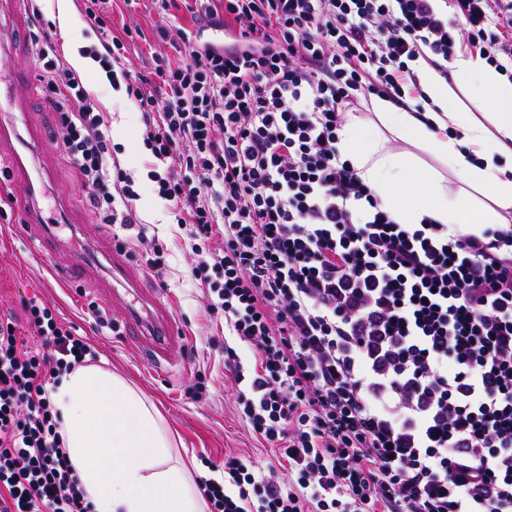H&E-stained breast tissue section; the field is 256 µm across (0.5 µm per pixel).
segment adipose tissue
<instances>
[{
  "mask_svg": "<svg viewBox=\"0 0 512 512\" xmlns=\"http://www.w3.org/2000/svg\"><path fill=\"white\" fill-rule=\"evenodd\" d=\"M457 96L440 71L416 64L432 101L424 112L386 99L351 116L341 131L346 157L399 223L430 217L467 231L503 224L512 212V82L480 57L457 61ZM462 138L446 136L448 126ZM428 151L434 165L418 150ZM457 190H450L449 179ZM485 203H475L474 193ZM59 432L95 512H203L186 469L171 464V442L154 408L124 380L95 366L63 374L54 390Z\"/></svg>",
  "mask_w": 512,
  "mask_h": 512,
  "instance_id": "ef3b65f1",
  "label": "adipose tissue"
}]
</instances>
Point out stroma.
Instances as JSON below:
<instances>
[{
  "mask_svg": "<svg viewBox=\"0 0 512 512\" xmlns=\"http://www.w3.org/2000/svg\"><path fill=\"white\" fill-rule=\"evenodd\" d=\"M164 23L173 28L193 26L190 14L183 8L163 18L152 0H112L111 35L122 39L127 37V29L140 31L139 37L130 39L127 57L132 69L142 75L153 72L156 55L171 51L168 44L156 38L157 26ZM36 70L32 43L15 46L8 54L0 52V110L7 112L31 149V178L42 181L41 193L28 197L26 186L15 179L10 148L0 149V313L20 312L24 297L35 296L54 306L62 323L95 351V365L120 375L155 404L171 436L173 455L187 469L202 470L211 462L215 465L214 470H209L211 477L223 478L222 464L228 455L249 457L264 471L278 468L271 445L253 436L234 409L230 383L224 376V321L211 316L201 290L190 280L187 270L192 257L184 241L185 232L176 224L168 202L153 191L148 178L151 157L143 145V119L136 114L137 103L126 92L113 91L100 67H93L84 78L91 100L103 109L109 122L115 158L139 193L137 210L149 208L155 214L148 224L149 231L168 249V271L161 278L147 267L142 246L130 244L128 231L116 232L94 223L76 175L53 133L55 115L51 106L37 84L22 87L16 81L18 72ZM126 110L136 114L128 127L120 124ZM18 199L30 201L43 221L60 215L68 224L64 235H50L51 258H44L39 250V235L45 230L43 221L22 226L14 205ZM83 248L92 254L85 279L63 283L50 271V263L69 262ZM116 253L123 255L140 279L151 285L163 284L170 314L185 333L176 360L166 374L149 373L137 355L129 351L119 332L127 308L125 297L103 306L113 329L94 325L90 304L111 280L112 256ZM200 380L207 386L206 397L189 398V390Z\"/></svg>",
  "mask_w": 512,
  "mask_h": 512,
  "instance_id": "1",
  "label": "stroma"
}]
</instances>
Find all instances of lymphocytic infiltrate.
I'll list each match as a JSON object with an SVG mask.
<instances>
[{"label": "lymphocytic infiltrate", "mask_w": 512, "mask_h": 512, "mask_svg": "<svg viewBox=\"0 0 512 512\" xmlns=\"http://www.w3.org/2000/svg\"><path fill=\"white\" fill-rule=\"evenodd\" d=\"M146 90L106 37L87 49L143 115L149 177L232 336L224 367L279 478L230 456L210 512H512V224L397 223L340 155L349 109L428 97L411 63L457 51L512 75V0H198ZM40 89L99 224L146 232L102 112L34 34ZM0 316V512H90L55 379L89 344L37 298ZM251 353L242 362L238 346Z\"/></svg>", "instance_id": "lymphocytic-infiltrate-1"}]
</instances>
